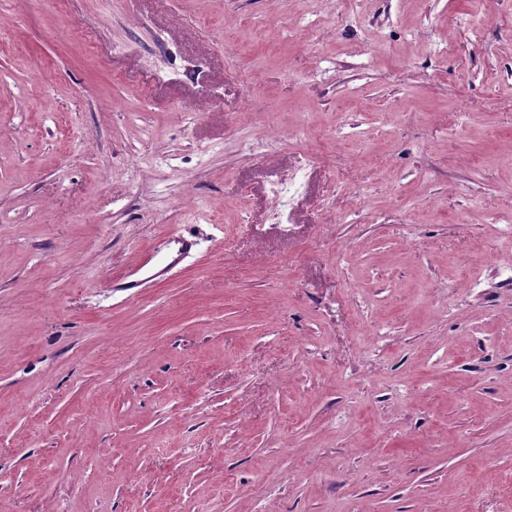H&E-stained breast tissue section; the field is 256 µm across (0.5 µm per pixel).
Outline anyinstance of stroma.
<instances>
[{
	"label": "stroma",
	"mask_w": 512,
	"mask_h": 512,
	"mask_svg": "<svg viewBox=\"0 0 512 512\" xmlns=\"http://www.w3.org/2000/svg\"><path fill=\"white\" fill-rule=\"evenodd\" d=\"M510 221L512 0H0V512H512ZM174 245L176 248V256L165 264L156 263L155 257L157 252H146L141 258L140 265L126 273L122 278L114 280L110 284L115 292H123L128 297H134L139 294V288L148 280L164 281L167 279V273L175 267L180 260L189 254L195 247L196 242L188 236L177 234L166 240L164 247Z\"/></svg>",
	"instance_id": "1"
}]
</instances>
